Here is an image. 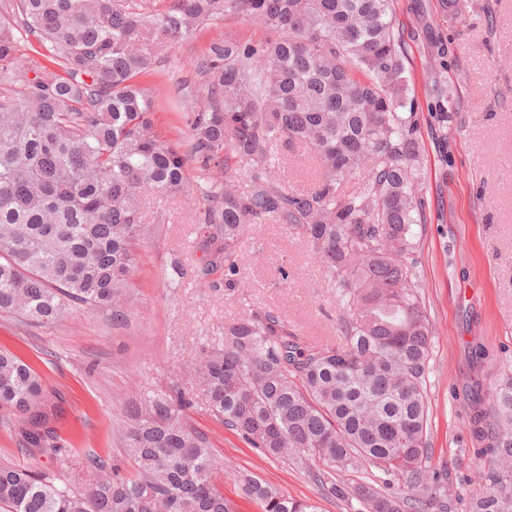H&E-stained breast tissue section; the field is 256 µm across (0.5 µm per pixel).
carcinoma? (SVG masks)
<instances>
[{
	"label": "carcinoma",
	"mask_w": 512,
	"mask_h": 512,
	"mask_svg": "<svg viewBox=\"0 0 512 512\" xmlns=\"http://www.w3.org/2000/svg\"><path fill=\"white\" fill-rule=\"evenodd\" d=\"M18 0L20 27L59 71L22 74L17 27L0 19V312L44 325L73 301L109 307L127 289L144 235V193L202 197L224 285L240 274L248 225L304 235L336 279L337 346H310L254 312L224 324L195 368L216 421L270 458L304 469L351 512H512V373L469 381L481 481L465 498L428 465L432 325L414 225L423 144L407 97L397 0ZM248 19L272 38H216L199 65L207 102L184 113L185 138L155 128L141 81L156 47L195 27ZM311 149L321 178L290 192L272 174L281 150ZM252 188L212 179L228 156ZM347 178L350 194L338 192ZM180 391L129 402L127 474L79 487L30 462L0 463V512H236L216 481L211 443L186 421ZM0 411L27 422V456L57 450L41 373L0 349ZM376 470L373 480L355 475ZM262 512H320L238 473Z\"/></svg>",
	"instance_id": "carcinoma-1"
}]
</instances>
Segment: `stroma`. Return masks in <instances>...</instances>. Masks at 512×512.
Masks as SVG:
<instances>
[{
  "label": "stroma",
  "instance_id": "stroma-1",
  "mask_svg": "<svg viewBox=\"0 0 512 512\" xmlns=\"http://www.w3.org/2000/svg\"><path fill=\"white\" fill-rule=\"evenodd\" d=\"M463 19L443 15L437 0H398L397 19L411 76L408 94L418 106L424 145L421 187L424 221L416 226L422 296L434 331L427 390L430 400V465L447 470L455 494L477 485L482 462L467 423L466 386L471 377L512 372V0H466ZM264 38L253 23L229 17L223 26L200 25L192 35L159 48L157 79L147 87L158 106L157 128L178 139L185 124L175 110L193 99L197 61L214 38ZM443 43L448 69V123L432 106L437 95L431 53ZM320 175L311 150L286 153L276 179L291 190L309 188ZM200 197H150L137 270L111 309L71 303L51 325L0 313V346L32 361L59 415L60 448L39 456V468L81 484L100 471L129 470L124 406L152 392L181 389L192 405L189 422L205 433L237 512H261L245 497L233 471L251 473L296 498L316 500L321 512H346L291 463L266 457L209 413L194 380L204 348L224 340V325L255 311L277 313L311 345L339 341L336 283L316 263L306 239L282 224H252L240 257L235 287L223 267L210 264L215 249L202 231ZM289 279H282V271ZM487 352L474 367L470 347Z\"/></svg>",
  "mask_w": 512,
  "mask_h": 512
}]
</instances>
